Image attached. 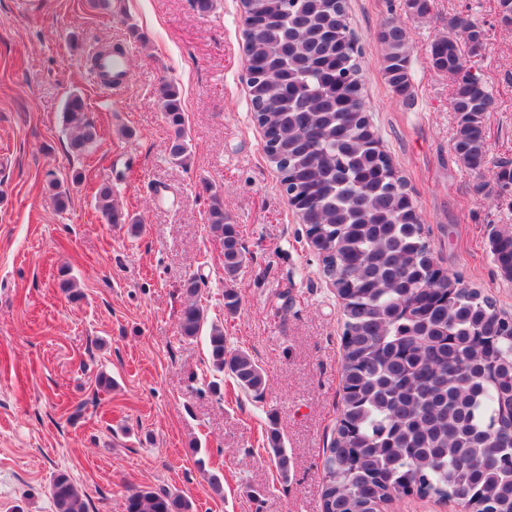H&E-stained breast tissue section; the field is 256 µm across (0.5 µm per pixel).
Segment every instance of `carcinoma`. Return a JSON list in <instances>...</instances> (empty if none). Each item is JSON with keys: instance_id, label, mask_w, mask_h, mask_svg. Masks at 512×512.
Here are the masks:
<instances>
[{"instance_id": "obj_1", "label": "carcinoma", "mask_w": 512, "mask_h": 512, "mask_svg": "<svg viewBox=\"0 0 512 512\" xmlns=\"http://www.w3.org/2000/svg\"><path fill=\"white\" fill-rule=\"evenodd\" d=\"M254 119L264 151L285 192L313 233L324 274L343 301V403L322 468V512H384L398 492L451 498L464 512H512V329L493 300L441 268L405 180L385 152L370 146L364 121L361 66L343 40L351 33L336 0H241ZM384 75L394 92L411 88L403 29L385 22ZM485 47L480 25L465 16L430 46V64L453 81V153L468 170L489 163L485 114L492 97L465 67ZM160 107L174 131L170 157L184 163L188 143L178 87L162 85ZM63 122L69 147L82 154L100 138L84 99L72 94ZM497 185L512 186V162L496 165ZM108 224L126 216L112 186L96 192ZM210 231L224 244V273L233 278L246 256L219 196L212 195ZM501 274L512 281V235L491 237ZM201 278L184 281L180 335L196 338L206 323L197 303ZM212 364L245 393L263 395L262 368L243 350L229 351L224 329L210 328ZM269 445L282 476L289 458L276 430ZM55 512H87L64 470L51 477ZM122 512H192L177 492L140 487Z\"/></svg>"}]
</instances>
